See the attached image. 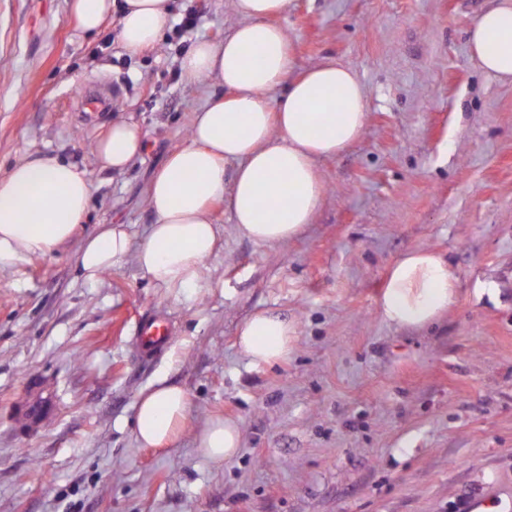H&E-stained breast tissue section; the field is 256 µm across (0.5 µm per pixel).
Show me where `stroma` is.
Here are the masks:
<instances>
[{
  "mask_svg": "<svg viewBox=\"0 0 512 512\" xmlns=\"http://www.w3.org/2000/svg\"><path fill=\"white\" fill-rule=\"evenodd\" d=\"M497 0H288L291 77L341 63L362 81L361 138L319 159L325 197L297 237L241 235L228 201L198 283L157 286L135 255L96 281L78 268L80 237L0 267V512H457L486 498L512 512V83L487 76L467 41ZM195 11L189 37L167 28L139 55L117 19L84 33L70 0H0V176L34 154L92 183L81 229L126 224L142 242L146 188L184 145L195 112L224 89L179 69L181 46L218 42L239 24L232 0H172ZM111 86V111H76L84 87ZM145 148L121 173L93 149L114 117ZM443 256L456 297L433 325L396 327L377 308L403 254ZM293 320L287 359L253 366L236 346L255 311ZM146 315L174 337L135 352ZM182 387L187 420L171 448L140 447L136 401L157 378ZM58 399L30 428L31 390ZM238 422L240 451L221 465L196 437Z\"/></svg>",
  "mask_w": 512,
  "mask_h": 512,
  "instance_id": "1",
  "label": "stroma"
}]
</instances>
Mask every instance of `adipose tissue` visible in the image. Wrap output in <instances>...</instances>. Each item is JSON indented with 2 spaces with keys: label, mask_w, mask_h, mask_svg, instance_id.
<instances>
[{
  "label": "adipose tissue",
  "mask_w": 512,
  "mask_h": 512,
  "mask_svg": "<svg viewBox=\"0 0 512 512\" xmlns=\"http://www.w3.org/2000/svg\"><path fill=\"white\" fill-rule=\"evenodd\" d=\"M287 0H233L241 24L221 42H196L179 60L194 80L217 77L226 93L199 109L188 141L173 151L147 187L154 220L139 249L140 268L151 280L177 290L192 285L216 250L219 229L214 203L229 199L240 233L258 244L286 242L310 224L325 187L316 168L322 157L346 150L362 135L367 119L364 87L349 68L323 64L290 78L288 36L270 21ZM84 32L118 18V39L130 54L155 46L172 17L170 0H72ZM472 59L489 76L512 81V0H499L469 33ZM283 88L281 102L271 93ZM145 134L118 119L96 146L103 168L121 172L139 154ZM237 162L232 189L224 187V165ZM92 185L74 165L32 157L0 176V264L43 257L70 240L88 212ZM126 224H101L80 254L86 279H96L132 250ZM455 297L448 262L439 254L413 250L389 269L378 307L395 326L423 328L436 322ZM295 324L262 310L240 327V352L255 366L287 358ZM188 395L156 380L138 399L133 432L144 448L171 445L186 421ZM240 427L211 422L197 446L212 462L233 458Z\"/></svg>",
  "instance_id": "adipose-tissue-1"
}]
</instances>
